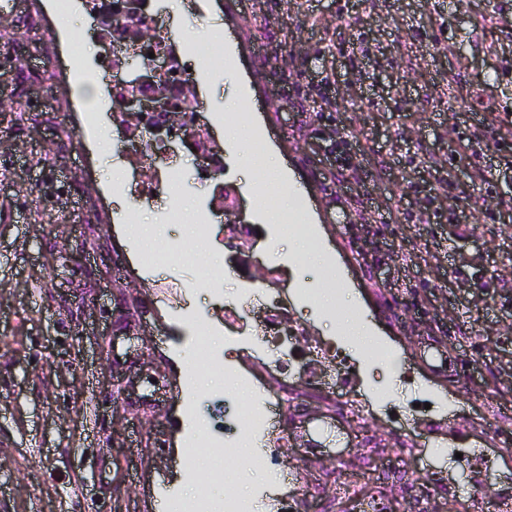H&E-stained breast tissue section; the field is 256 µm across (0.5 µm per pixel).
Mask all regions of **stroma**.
<instances>
[{
  "mask_svg": "<svg viewBox=\"0 0 512 512\" xmlns=\"http://www.w3.org/2000/svg\"><path fill=\"white\" fill-rule=\"evenodd\" d=\"M84 2L63 13L55 0H21L14 50L0 54V100L11 104L0 112V512H156L158 500L194 495L175 443L223 447L224 374L199 368L189 325L209 323L215 362L232 360L224 305L243 288L252 313L275 288L309 336L343 339L370 414L364 428L340 430L318 411L306 429L274 414L257 435L262 461L241 460L215 500L336 512L333 489L303 498L296 480L340 455L358 478L405 471L413 495L432 470L471 498V512H486L512 485V426L479 425L486 409H512V151L495 148L512 141V0H161V31L204 105L246 113L251 140L274 146L305 190L292 210L315 208V248L253 208L277 177L235 147L214 179L175 146L176 194L117 204L129 190L125 143L112 110L87 111L77 93L96 84L112 97V49L92 38ZM33 7L46 20L35 35L21 23ZM223 35V72L197 68L194 42ZM325 84L333 99L304 131L292 104ZM20 91L32 101L23 110L13 106ZM481 122L487 151L457 158ZM359 148L383 168L339 184L326 158ZM491 167L504 175L483 198L472 187ZM447 176L453 189L438 184ZM218 181L237 192L240 223L261 235L247 269L213 289L198 286V269L223 266L224 221L196 215ZM353 195L381 223H359L345 206ZM172 206L184 223H164ZM188 242L179 268L140 261ZM271 252L291 259L276 280L263 273ZM118 277L128 291L114 288ZM353 297L373 345L357 339ZM381 348L390 356L380 386L369 370ZM418 399L459 433L426 432L409 410ZM479 435L502 451L484 490L456 457ZM273 474L283 483L270 484Z\"/></svg>",
  "mask_w": 512,
  "mask_h": 512,
  "instance_id": "1",
  "label": "stroma"
}]
</instances>
